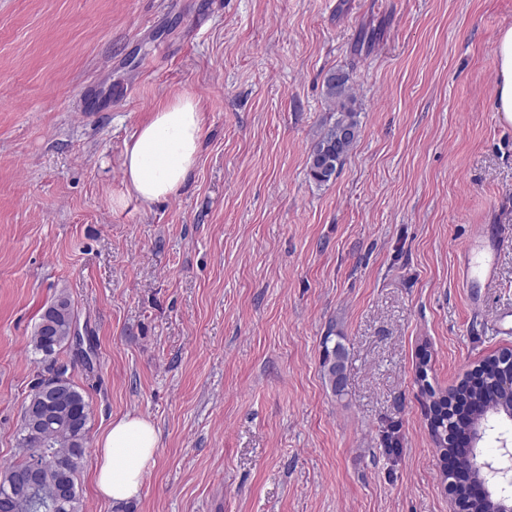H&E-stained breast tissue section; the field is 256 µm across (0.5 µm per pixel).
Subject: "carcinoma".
I'll use <instances>...</instances> for the list:
<instances>
[{
  "label": "carcinoma",
  "mask_w": 512,
  "mask_h": 512,
  "mask_svg": "<svg viewBox=\"0 0 512 512\" xmlns=\"http://www.w3.org/2000/svg\"><path fill=\"white\" fill-rule=\"evenodd\" d=\"M326 98L336 110V119L321 133L313 144L308 155V172L317 183H327L341 170L350 152L353 150L359 132L356 99L351 92V75L344 69L328 72L324 80ZM74 307L68 294L61 292L44 310L40 320H50L61 330H70ZM72 336L69 334H53L45 336L34 330L30 339L32 350L40 355L39 363L42 372L52 373V369L66 361L62 356L65 349L71 346ZM330 337L324 338L326 343L323 376L332 391L340 395L344 385L337 376L344 372L346 351L342 344L327 347ZM499 368V364L489 359L483 367L476 369L464 383L456 389V393L472 400V404L481 409L485 403L477 396L481 395V387L492 381L491 373ZM28 402H35L52 413V419L43 424L35 436L27 434L26 427H21L18 440L19 459L7 466L0 467V496L7 494L11 483L30 465L38 461L44 464L45 485L22 512H84V504L78 487V477L82 470L89 433L90 404L85 395L76 385L73 378H68V393L62 398L52 391H45L35 386L29 395ZM433 429L440 435L442 443H448V397L442 396L433 401ZM58 457L67 459V468L63 472L55 470L53 460ZM66 481L71 488L69 497L63 507L55 509L52 487L60 481Z\"/></svg>",
  "instance_id": "cac0c4a2"
}]
</instances>
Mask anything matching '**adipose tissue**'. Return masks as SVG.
<instances>
[{
    "label": "adipose tissue",
    "mask_w": 512,
    "mask_h": 512,
    "mask_svg": "<svg viewBox=\"0 0 512 512\" xmlns=\"http://www.w3.org/2000/svg\"><path fill=\"white\" fill-rule=\"evenodd\" d=\"M495 106L512 123V26L500 30L495 49ZM202 138V114L188 96L161 106L126 142L124 185L128 195L153 203L175 194L192 173ZM158 434L145 418L113 420L98 442L95 486L107 500L140 496L145 472L156 463Z\"/></svg>",
    "instance_id": "ef3b65f1"
}]
</instances>
